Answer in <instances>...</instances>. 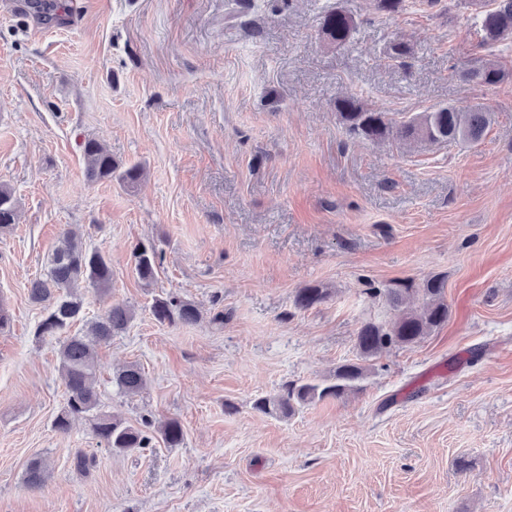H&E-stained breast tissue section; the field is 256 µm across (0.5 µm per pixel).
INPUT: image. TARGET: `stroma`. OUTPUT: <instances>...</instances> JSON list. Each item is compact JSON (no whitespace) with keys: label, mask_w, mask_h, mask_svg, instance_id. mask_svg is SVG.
<instances>
[{"label":"stroma","mask_w":512,"mask_h":512,"mask_svg":"<svg viewBox=\"0 0 512 512\" xmlns=\"http://www.w3.org/2000/svg\"><path fill=\"white\" fill-rule=\"evenodd\" d=\"M53 2L43 22L33 0H0V183L18 204L0 232V512H512V81L459 77L489 55L512 69V43L480 49L459 0L392 17L372 0ZM335 6L358 22L338 50L318 35ZM396 37L413 47L403 65L384 57ZM345 95L397 119L479 103L494 121L474 144L373 142L339 124ZM89 138L140 182L88 181ZM70 227L112 264L111 288L81 289L85 317L135 310L98 349L101 409L178 419V446L118 455L88 423L53 427L60 344L36 337L28 286ZM140 244L162 258L149 283ZM434 275L444 326L373 357L341 397L254 410L332 379L362 324L396 319L368 287ZM311 285L328 298L296 309ZM166 293L201 320L156 322ZM130 363L147 375L132 398L112 383Z\"/></svg>","instance_id":"1"}]
</instances>
